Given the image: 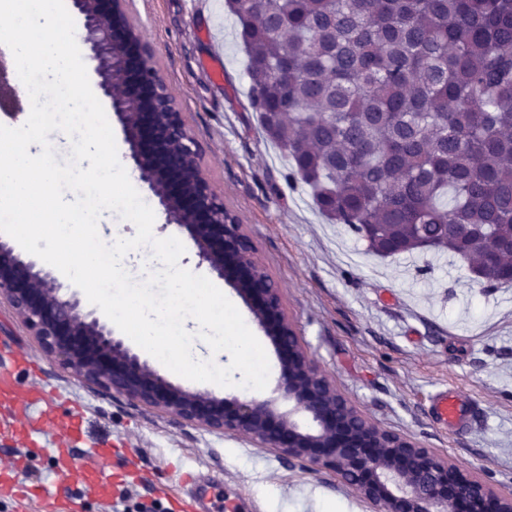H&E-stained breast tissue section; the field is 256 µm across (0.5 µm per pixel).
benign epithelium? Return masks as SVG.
Instances as JSON below:
<instances>
[{"mask_svg":"<svg viewBox=\"0 0 512 512\" xmlns=\"http://www.w3.org/2000/svg\"><path fill=\"white\" fill-rule=\"evenodd\" d=\"M82 17L87 59L121 123L129 158L170 224L230 285L272 342L280 374L263 396L218 397L175 384L83 309L74 292L34 258L0 238V304L11 307L39 348L87 388L210 432L248 437L288 462L326 470L374 512H512L483 473L464 475L449 457L364 415L315 363L283 293L256 257L237 216L198 162V142L154 65V50L129 20L126 0H71ZM0 99L23 110L0 68Z\"/></svg>","mask_w":512,"mask_h":512,"instance_id":"1","label":"benign epithelium"}]
</instances>
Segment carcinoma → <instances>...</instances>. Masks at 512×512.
Segmentation results:
<instances>
[{
  "instance_id": "obj_1",
  "label": "carcinoma",
  "mask_w": 512,
  "mask_h": 512,
  "mask_svg": "<svg viewBox=\"0 0 512 512\" xmlns=\"http://www.w3.org/2000/svg\"><path fill=\"white\" fill-rule=\"evenodd\" d=\"M227 6L263 132L323 215L376 225L380 256L427 236L490 282L512 268V0Z\"/></svg>"
}]
</instances>
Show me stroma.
Masks as SVG:
<instances>
[{
  "label": "stroma",
  "mask_w": 512,
  "mask_h": 512,
  "mask_svg": "<svg viewBox=\"0 0 512 512\" xmlns=\"http://www.w3.org/2000/svg\"><path fill=\"white\" fill-rule=\"evenodd\" d=\"M129 12L199 141L206 178L245 224L316 363L382 428L512 492V285L481 288L466 265L429 252L376 256L320 214L307 186L287 184L289 165L252 107L247 56L224 0H131ZM13 354L36 369L18 377L25 406L0 407V466L24 457L12 478L33 489L54 486L61 512H188L185 500L205 481L220 512H372L331 472L288 465L245 437L88 389L45 356L4 305L0 363ZM441 389L467 400L462 425L435 420L432 396ZM52 391L62 395L58 418L83 419L73 469L85 465L87 449L118 445L106 462L111 483L57 472L52 450L65 437L55 422H45L35 442L14 436L15 427L39 419L40 399Z\"/></svg>",
  "instance_id": "obj_1"
}]
</instances>
